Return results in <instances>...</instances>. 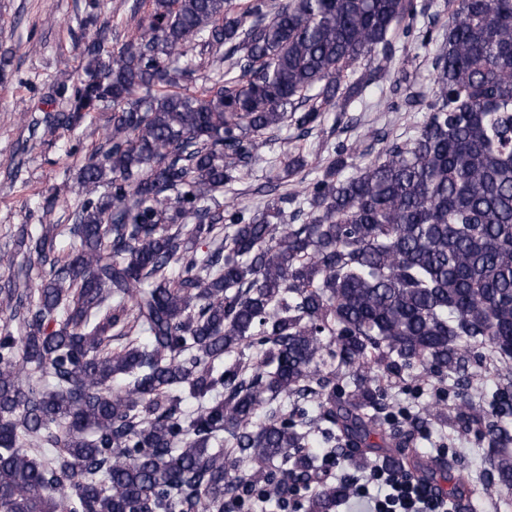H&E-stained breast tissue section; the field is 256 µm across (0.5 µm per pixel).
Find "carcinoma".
Listing matches in <instances>:
<instances>
[{"instance_id": "obj_1", "label": "carcinoma", "mask_w": 512, "mask_h": 512, "mask_svg": "<svg viewBox=\"0 0 512 512\" xmlns=\"http://www.w3.org/2000/svg\"><path fill=\"white\" fill-rule=\"evenodd\" d=\"M150 4L117 49L84 20L53 124L110 109L109 131L46 198H74L72 223L24 228L0 255L26 261L0 288L21 330L0 333V512H286L338 447L424 479L384 429L386 383L469 361L464 383H497L491 410L463 398L457 417L511 487L512 0H448L441 27L426 0ZM413 42L433 46L428 98L402 87ZM372 85L423 112L414 135H376L372 159L341 144L261 209L216 200L277 132L319 130ZM37 264L51 276L34 288ZM423 411L448 416L440 396ZM350 493L323 480L302 509Z\"/></svg>"}]
</instances>
